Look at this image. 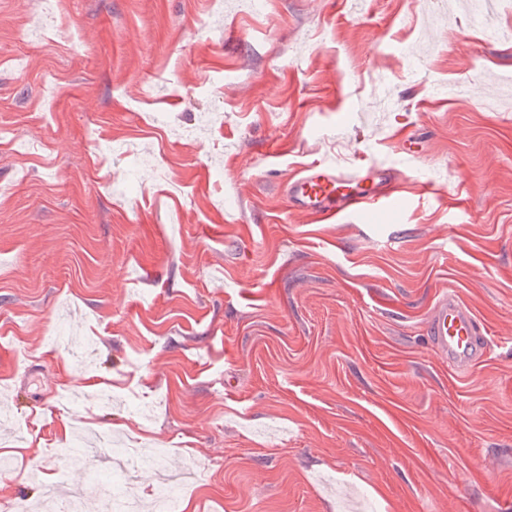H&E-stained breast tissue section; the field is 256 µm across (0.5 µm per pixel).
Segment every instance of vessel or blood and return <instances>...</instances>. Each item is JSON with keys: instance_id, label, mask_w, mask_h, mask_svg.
<instances>
[{"instance_id": "vessel-or-blood-1", "label": "vessel or blood", "mask_w": 512, "mask_h": 512, "mask_svg": "<svg viewBox=\"0 0 512 512\" xmlns=\"http://www.w3.org/2000/svg\"><path fill=\"white\" fill-rule=\"evenodd\" d=\"M389 168L356 165L344 168L331 161L315 163L288 184L291 207L327 219L364 216L404 205L399 190L389 189ZM427 332L439 352L456 370L471 368L483 356L486 337L471 308L455 292L441 295L433 306Z\"/></svg>"}]
</instances>
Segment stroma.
<instances>
[{
	"instance_id": "35a3bbf8",
	"label": "stroma",
	"mask_w": 512,
	"mask_h": 512,
	"mask_svg": "<svg viewBox=\"0 0 512 512\" xmlns=\"http://www.w3.org/2000/svg\"><path fill=\"white\" fill-rule=\"evenodd\" d=\"M510 96L453 0H0V505L37 462L105 512L66 417L147 451L140 512H512ZM318 160L409 207L292 210ZM450 290L488 330L464 375ZM427 332L448 364L458 371L471 368L483 356L487 337L471 308L452 290L433 306Z\"/></svg>"
}]
</instances>
